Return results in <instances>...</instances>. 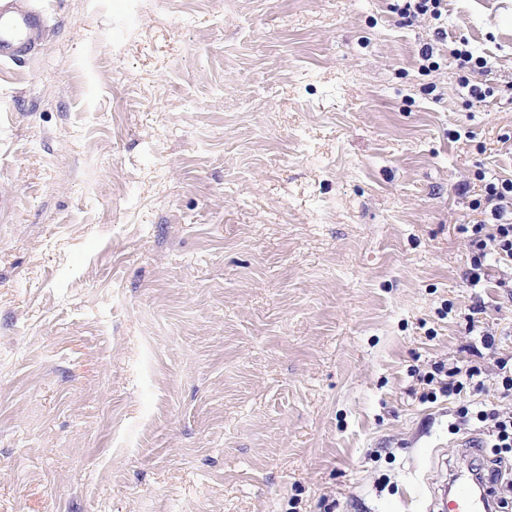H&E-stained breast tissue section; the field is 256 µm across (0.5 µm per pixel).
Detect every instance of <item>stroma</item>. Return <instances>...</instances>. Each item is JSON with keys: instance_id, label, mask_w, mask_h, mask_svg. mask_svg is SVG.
<instances>
[{"instance_id": "obj_1", "label": "stroma", "mask_w": 512, "mask_h": 512, "mask_svg": "<svg viewBox=\"0 0 512 512\" xmlns=\"http://www.w3.org/2000/svg\"><path fill=\"white\" fill-rule=\"evenodd\" d=\"M0 62V512H441L512 412V0H30ZM488 61L467 100L451 54ZM482 390L422 401L433 365ZM44 21L24 0L0 1V60L20 62L35 50ZM390 5L391 12L396 13L402 24L411 26L415 21L423 18L441 22L444 12H447L446 0H393ZM472 210L490 216V224L484 220L468 224L472 255L467 279L480 282L484 275V262L488 254H496L500 259H512V177L496 178L487 182L480 198L472 201ZM467 225V226H468Z\"/></svg>"}]
</instances>
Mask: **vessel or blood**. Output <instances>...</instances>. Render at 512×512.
<instances>
[{
  "mask_svg": "<svg viewBox=\"0 0 512 512\" xmlns=\"http://www.w3.org/2000/svg\"><path fill=\"white\" fill-rule=\"evenodd\" d=\"M44 32L41 15L26 0H0V60L19 62L35 50ZM494 480H486L480 496L456 490L451 494L449 512H485L490 506Z\"/></svg>",
  "mask_w": 512,
  "mask_h": 512,
  "instance_id": "vessel-or-blood-1",
  "label": "vessel or blood"
}]
</instances>
